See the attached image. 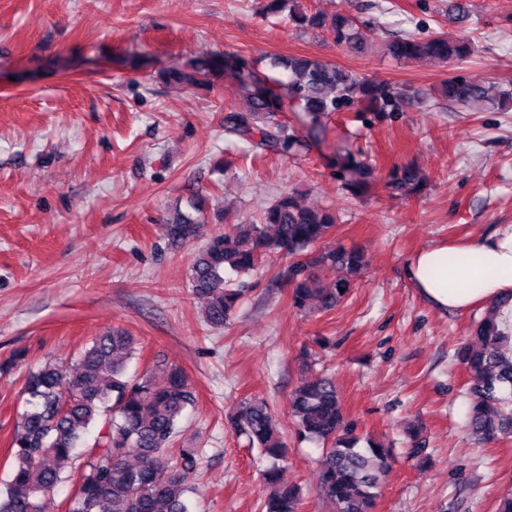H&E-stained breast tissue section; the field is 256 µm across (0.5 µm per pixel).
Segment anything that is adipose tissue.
<instances>
[{"instance_id":"1","label":"adipose tissue","mask_w":512,"mask_h":512,"mask_svg":"<svg viewBox=\"0 0 512 512\" xmlns=\"http://www.w3.org/2000/svg\"><path fill=\"white\" fill-rule=\"evenodd\" d=\"M451 251L438 243L413 254L407 261L412 288L439 310L497 305L498 327L512 335V224L497 225L491 234L463 246L472 261L455 270L448 267Z\"/></svg>"}]
</instances>
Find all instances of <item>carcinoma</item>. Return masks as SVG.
<instances>
[{
    "instance_id": "obj_1",
    "label": "carcinoma",
    "mask_w": 512,
    "mask_h": 512,
    "mask_svg": "<svg viewBox=\"0 0 512 512\" xmlns=\"http://www.w3.org/2000/svg\"><path fill=\"white\" fill-rule=\"evenodd\" d=\"M289 13L297 26L326 33L352 53H365L377 40L374 29L355 18L296 8ZM471 16V0H448L449 19L465 22ZM382 45L384 53L399 62L461 61L476 49L473 40L443 32L397 36ZM278 65L288 71L290 99L315 118L362 104L377 112H395L424 97L420 90L377 82L319 59L288 57ZM222 70H234L243 83L254 86L243 107L225 114V134L282 153L302 147L275 121L279 98L259 87V79L239 58L216 57L187 70L169 67L159 76L166 83L198 87ZM442 93L465 111L512 105V93L495 83L451 77L442 83ZM342 170L343 187L352 195L372 176L368 166L353 159L343 160ZM425 185L421 172L411 165H395L387 175L386 186L393 192L418 195ZM189 207L167 217L166 232L174 240L190 242L197 235L202 204L192 201ZM335 226V211L308 208L294 191L280 193L260 223L228 225L209 240L189 270L193 294L205 300L204 321L224 326L240 300L242 289L230 287L226 270L245 274L278 258L289 260L279 278L289 289L294 309L334 310L368 266L356 247H321ZM507 346L508 337L488 312L477 322L473 341L457 352L472 376L468 428L477 440L512 438V357L506 355ZM132 352L131 336L108 330L75 362L49 363L29 373L26 410L11 441L10 477L0 489V512H46L50 494L75 468L81 448L86 460L70 512H189L184 473L197 467L198 453L173 446L182 432L184 412L196 405V391L181 368L160 359L150 372L128 375ZM157 372L165 377L161 384L154 379ZM289 408L299 434L322 445L318 490L323 499L334 512H374L393 468L392 449L371 440L360 446L361 437L346 420L339 391L329 378L312 376L296 386ZM228 424L270 461L263 473L262 512H301L300 487L281 477L288 444L267 404L251 398L239 401ZM91 427L98 433L89 446L84 435ZM161 455L169 456V466L158 465Z\"/></svg>"
}]
</instances>
